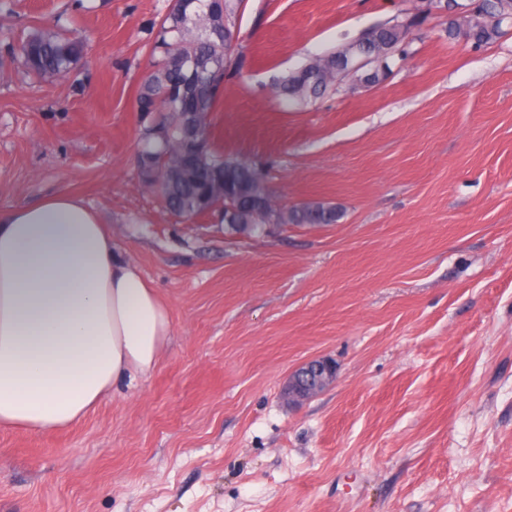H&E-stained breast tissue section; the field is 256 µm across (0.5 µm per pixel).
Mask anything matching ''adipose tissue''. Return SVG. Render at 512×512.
Returning <instances> with one entry per match:
<instances>
[{
	"label": "adipose tissue",
	"mask_w": 512,
	"mask_h": 512,
	"mask_svg": "<svg viewBox=\"0 0 512 512\" xmlns=\"http://www.w3.org/2000/svg\"><path fill=\"white\" fill-rule=\"evenodd\" d=\"M170 331L167 306L82 199L0 210V429L81 420L151 373Z\"/></svg>",
	"instance_id": "obj_1"
}]
</instances>
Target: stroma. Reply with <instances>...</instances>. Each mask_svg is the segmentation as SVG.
<instances>
[{
  "instance_id": "35a3bbf8",
  "label": "stroma",
  "mask_w": 512,
  "mask_h": 512,
  "mask_svg": "<svg viewBox=\"0 0 512 512\" xmlns=\"http://www.w3.org/2000/svg\"><path fill=\"white\" fill-rule=\"evenodd\" d=\"M421 0H244L215 114L226 157L333 224L177 222L139 178L135 100L170 0L0 13V209L56 193L106 220L172 330L153 373L51 433L0 431V512H512V26L475 48L432 12L387 78L297 106L274 84ZM66 24L78 67L10 52ZM339 376L297 407L288 376ZM29 41L41 47V54L35 59L25 54L24 47ZM15 54L29 76L46 79L66 75L75 68L81 58L82 45L67 37L64 31L34 30L17 41ZM338 367L327 357L311 359L299 366L288 382L289 404L309 400L336 384Z\"/></svg>"
}]
</instances>
